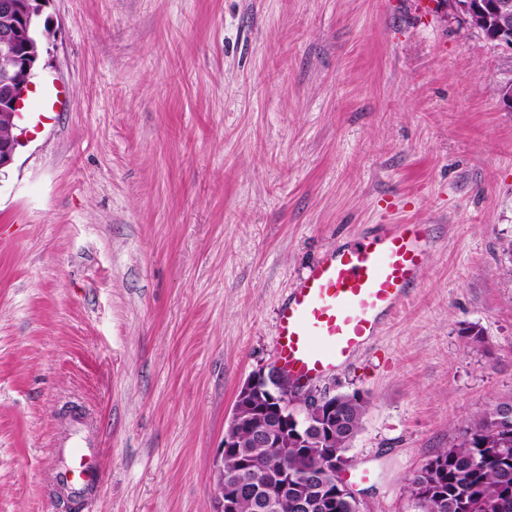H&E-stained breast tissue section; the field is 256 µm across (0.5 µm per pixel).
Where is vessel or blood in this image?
<instances>
[{"label": "vessel or blood", "mask_w": 512, "mask_h": 512, "mask_svg": "<svg viewBox=\"0 0 512 512\" xmlns=\"http://www.w3.org/2000/svg\"><path fill=\"white\" fill-rule=\"evenodd\" d=\"M430 246L425 225L382 224L315 259L277 314L276 355L289 380H320L377 336L415 286ZM55 454L57 487L68 491L73 507H87L105 481L99 444L77 436Z\"/></svg>", "instance_id": "obj_1"}]
</instances>
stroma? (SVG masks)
I'll use <instances>...</instances> for the list:
<instances>
[{
    "instance_id": "stroma-1",
    "label": "stroma",
    "mask_w": 512,
    "mask_h": 512,
    "mask_svg": "<svg viewBox=\"0 0 512 512\" xmlns=\"http://www.w3.org/2000/svg\"><path fill=\"white\" fill-rule=\"evenodd\" d=\"M428 3L48 0L0 173V512H62L53 449L80 406L91 512H220L215 459L279 304L394 223L429 227L420 284L313 387L368 398L363 512H418L407 478L512 394V50Z\"/></svg>"
}]
</instances>
